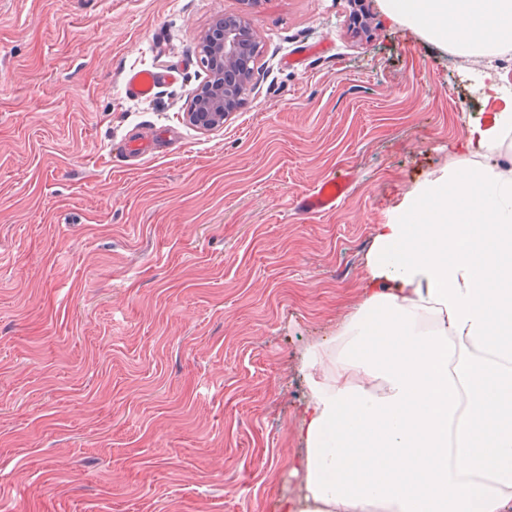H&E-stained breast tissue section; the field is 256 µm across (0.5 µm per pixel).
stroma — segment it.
<instances>
[{
  "label": "stroma",
  "instance_id": "1",
  "mask_svg": "<svg viewBox=\"0 0 512 512\" xmlns=\"http://www.w3.org/2000/svg\"><path fill=\"white\" fill-rule=\"evenodd\" d=\"M367 7L358 32L348 0H0V512H284L301 348L483 107L447 49ZM242 12L249 92L204 132L198 38ZM133 67L179 78L134 102ZM153 124L183 148L106 162ZM343 168L335 211L296 210Z\"/></svg>",
  "mask_w": 512,
  "mask_h": 512
}]
</instances>
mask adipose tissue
I'll use <instances>...</instances> for the list:
<instances>
[{"mask_svg":"<svg viewBox=\"0 0 512 512\" xmlns=\"http://www.w3.org/2000/svg\"><path fill=\"white\" fill-rule=\"evenodd\" d=\"M460 61L512 45V0H383ZM375 225L352 307L300 354L289 512H512V94Z\"/></svg>","mask_w":512,"mask_h":512,"instance_id":"ef3b65f1","label":"adipose tissue"}]
</instances>
